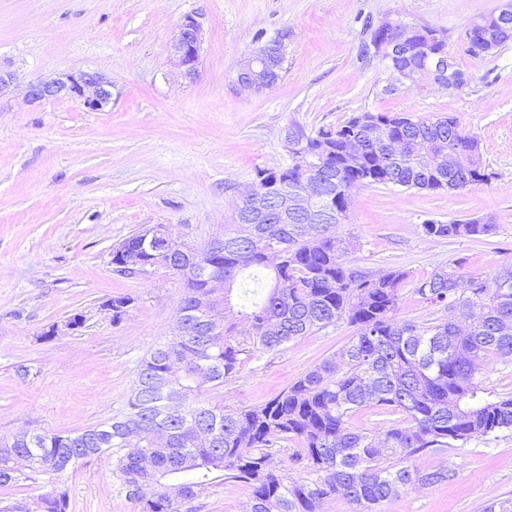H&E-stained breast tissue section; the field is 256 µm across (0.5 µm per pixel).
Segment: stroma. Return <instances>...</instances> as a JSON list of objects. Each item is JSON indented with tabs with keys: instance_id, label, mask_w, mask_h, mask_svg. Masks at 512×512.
Segmentation results:
<instances>
[{
	"instance_id": "obj_1",
	"label": "stroma",
	"mask_w": 512,
	"mask_h": 512,
	"mask_svg": "<svg viewBox=\"0 0 512 512\" xmlns=\"http://www.w3.org/2000/svg\"><path fill=\"white\" fill-rule=\"evenodd\" d=\"M499 0H0V69L14 83L0 94V439L23 430L70 433L122 414L142 362L170 336L183 288L159 272L113 273V245L134 231L169 225L200 247L220 236L259 168L284 163L279 131L289 121L316 130L364 111L422 118L453 113L476 136L496 177L448 193L371 185L352 192L343 237L350 264L398 269L407 279L400 315L433 316L414 292L438 267L461 259L475 277L512 263V41L484 57L465 51L462 33ZM201 25L198 75L185 80L170 45L186 16ZM444 32L469 77L466 86L393 88L387 61L363 53L366 24L383 19ZM284 35L283 80L247 94L233 76L257 39ZM93 69L114 88L112 105L90 112L69 98L31 103L30 83ZM492 215L483 240L425 237L423 223ZM132 299L113 324L104 303ZM84 323H64L73 314ZM58 333H51V326ZM355 334L340 321L286 348L245 357L239 373L205 394L210 403L258 406L343 350ZM451 463L448 483L413 488L380 512H483L512 502V431L413 466ZM114 463L101 457L11 487L33 499L61 484L68 512H136L118 491ZM249 493L221 484L189 512H245Z\"/></svg>"
}]
</instances>
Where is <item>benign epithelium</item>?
<instances>
[{
    "mask_svg": "<svg viewBox=\"0 0 512 512\" xmlns=\"http://www.w3.org/2000/svg\"><path fill=\"white\" fill-rule=\"evenodd\" d=\"M488 20L491 26L511 30L512 0H502L498 9L488 15ZM379 28L384 31V36L373 46V52L388 58H411L422 36L430 43L445 38V34L434 29H416L405 24L397 27L387 20L381 22ZM201 39L200 24L193 17H186L181 24L179 38L173 43L172 51L178 67L188 79L195 78L198 72ZM283 52V39L275 37L268 40L263 51V70L258 72L254 69L257 55L250 54L238 65L236 85L240 90L250 93H259L274 87L277 82V67ZM414 74L418 75V82L422 87L437 86L454 91L461 89L468 82V77L457 69L454 57L445 48L431 54L429 67L417 73L406 67L398 72L396 81L404 86ZM63 97L77 101L89 111L102 112L112 105V82L98 71L83 70L64 74L50 81L32 83L28 87V98L34 103L48 98ZM306 137L307 131L302 126L289 124L281 131L283 149L289 150V156L298 163L304 162L301 146ZM269 196L275 198L278 213L286 215L290 208L298 205L308 208L318 202L322 198V189L320 182L313 179L305 182L299 193L290 196L288 191L282 188L270 193L254 180L239 192L238 199L248 206L253 222L261 224L266 219Z\"/></svg>",
    "mask_w": 512,
    "mask_h": 512,
    "instance_id": "obj_1",
    "label": "benign epithelium"
}]
</instances>
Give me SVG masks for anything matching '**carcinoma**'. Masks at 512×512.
Listing matches in <instances>:
<instances>
[{"label": "carcinoma", "mask_w": 512, "mask_h": 512, "mask_svg": "<svg viewBox=\"0 0 512 512\" xmlns=\"http://www.w3.org/2000/svg\"><path fill=\"white\" fill-rule=\"evenodd\" d=\"M483 30L467 27V52L479 56L512 40V32L483 46ZM367 140L362 161L346 155L350 138ZM400 138L403 151L385 152ZM432 145L425 158L423 143ZM309 166L259 168L263 181L278 180L288 193L319 178L332 204L290 210L269 224L230 217L221 241L203 258L157 245L141 249L145 227L112 247V260L141 262L178 278L184 291L172 334L142 362L126 411L112 420L68 434L33 431L0 440V488L28 479L10 469L26 454L29 471L60 476L72 465L108 455L115 459L119 492L139 512H181L184 504L217 482L243 485L248 512H320L341 499L353 512L378 507L415 487L448 482V466L420 470L409 462L423 452L443 454L453 443L512 429V395L487 389L478 376L494 361H512V264L485 278L454 260L436 269L415 292L440 316L424 322L399 317L400 270L366 273L348 265L347 241L336 228L346 223L343 189L360 182L404 190L459 191L483 183L488 165L480 141L463 133L456 117L412 120L398 112H359L342 125L323 128L303 147ZM456 165L448 167V153ZM497 225L480 219L429 220L434 239L491 236ZM269 271L267 291L236 322H225L233 284L248 270ZM224 273L223 303L210 299L209 272ZM112 322L132 302L111 298ZM346 320L356 328L341 355L326 359L259 407L199 400L234 377L247 352L278 351ZM404 414L379 436L349 426L362 408ZM298 441L291 458L303 474L289 476L275 464L283 444ZM67 512L69 496L56 487L36 499H0V512Z\"/></svg>", "instance_id": "cac0c4a2"}]
</instances>
